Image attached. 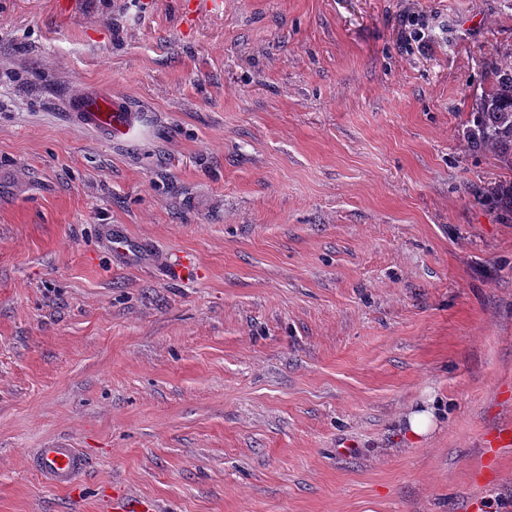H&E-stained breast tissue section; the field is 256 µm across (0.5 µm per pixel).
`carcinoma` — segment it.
I'll return each instance as SVG.
<instances>
[{"label":"carcinoma","mask_w":512,"mask_h":512,"mask_svg":"<svg viewBox=\"0 0 512 512\" xmlns=\"http://www.w3.org/2000/svg\"><path fill=\"white\" fill-rule=\"evenodd\" d=\"M471 116V142L494 148L512 163V68L495 71L491 87L475 98Z\"/></svg>","instance_id":"carcinoma-1"}]
</instances>
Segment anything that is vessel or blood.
Segmentation results:
<instances>
[{"label": "vessel or blood", "instance_id": "vessel-or-blood-1", "mask_svg": "<svg viewBox=\"0 0 512 512\" xmlns=\"http://www.w3.org/2000/svg\"><path fill=\"white\" fill-rule=\"evenodd\" d=\"M68 110L72 121L106 140L114 136L129 137L134 128L130 115L120 112L111 97L97 92L71 99ZM509 448H512L511 429L504 428L491 434L485 442L479 475L493 477L501 453ZM83 467L84 460L74 448H40L33 455L34 471L60 488L69 487Z\"/></svg>", "mask_w": 512, "mask_h": 512}]
</instances>
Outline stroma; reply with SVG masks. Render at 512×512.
Here are the masks:
<instances>
[{"mask_svg":"<svg viewBox=\"0 0 512 512\" xmlns=\"http://www.w3.org/2000/svg\"><path fill=\"white\" fill-rule=\"evenodd\" d=\"M61 2L0 0V512H512V0ZM467 136L490 146L512 165V67L496 69L491 87L475 98ZM68 110L72 121L108 141H112V134L128 138L134 128L131 116L120 112L112 104L111 96L101 93H87L71 99ZM485 446L482 464L475 474L489 479L497 472L501 453L512 446V430L504 428L491 434ZM83 467V457L76 448H38L33 455L34 471L59 488L69 487Z\"/></svg>","mask_w":512,"mask_h":512,"instance_id":"35a3bbf8","label":"stroma"}]
</instances>
